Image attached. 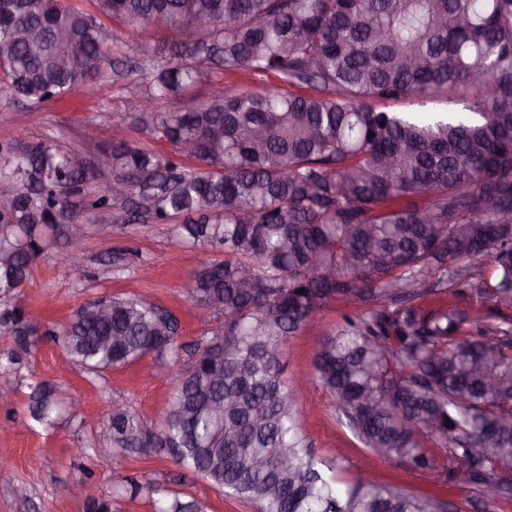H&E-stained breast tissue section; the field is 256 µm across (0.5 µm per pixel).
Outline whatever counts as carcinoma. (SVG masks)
<instances>
[{
    "label": "carcinoma",
    "mask_w": 512,
    "mask_h": 512,
    "mask_svg": "<svg viewBox=\"0 0 512 512\" xmlns=\"http://www.w3.org/2000/svg\"><path fill=\"white\" fill-rule=\"evenodd\" d=\"M96 6L136 36L125 89L148 87L138 122L174 154L106 146L103 183L94 161L52 138L0 142V301L19 293L59 225L142 218L200 250L185 290L219 317L186 350L178 323L136 297L90 300L62 328L69 359L91 373L151 354L182 362L155 431L112 403V450L166 454L257 512H440V499L396 484L338 480L300 430L284 347L340 298L368 311L343 316L314 369L348 426L421 472L436 468L425 448L435 441L448 476L463 471L495 500L489 487L512 468V320L414 300L468 291L512 302V234L498 230L512 224V0ZM0 57V91L31 108L91 90L112 68L101 24L70 0H0ZM207 69L274 74L284 86L150 111ZM300 84L307 92L292 91ZM457 96L462 112L373 106ZM480 255L495 281L448 268ZM0 328L33 334L16 306L0 311ZM57 406L52 389L32 392L38 423L52 426Z\"/></svg>",
    "instance_id": "carcinoma-1"
}]
</instances>
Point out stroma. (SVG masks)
Returning a JSON list of instances; mask_svg holds the SVG:
<instances>
[{"mask_svg":"<svg viewBox=\"0 0 512 512\" xmlns=\"http://www.w3.org/2000/svg\"><path fill=\"white\" fill-rule=\"evenodd\" d=\"M276 76L257 78L246 71L204 76L184 98V105L210 100L222 88L259 91L277 86ZM115 73L99 81L93 93L76 90L67 100L48 102L17 124L18 107L0 95V141L24 143L45 136L94 156L110 141L141 145L149 138L135 118L139 98L122 89ZM63 238L85 239L86 259L73 270L56 263L62 246L54 241L33 266L29 281L14 303L28 313L35 336L18 341L0 332V354L15 351L18 392L0 403V512H85L81 493L94 484L115 512H168L174 501L198 500L207 512H256L164 454L145 457L121 451L113 460L94 462L82 449L109 445L106 410L112 400L130 405L148 424L160 421L176 388V365H163L153 356L136 363L90 374L71 364L56 333L85 302L105 296L137 295L171 313L179 323L178 342L187 346L215 327L216 316L190 300L182 285L198 261L196 249L174 244L166 224L131 225L127 234L101 237L96 224L78 220L61 227ZM364 307L339 299L322 310L319 322L289 337L286 378L299 396L298 415L303 432L318 457L335 461L341 475L365 473L381 484H397L415 493L452 503V512H512V500L488 505L462 477H448L444 467L416 472L394 460L377 457L348 427L332 397L310 378L315 355L328 331L343 315ZM45 382L62 396L77 397V418L62 419L50 428L31 420L30 393ZM153 483L156 494L134 492L132 482Z\"/></svg>","mask_w":512,"mask_h":512,"instance_id":"35a3bbf8","label":"stroma"}]
</instances>
